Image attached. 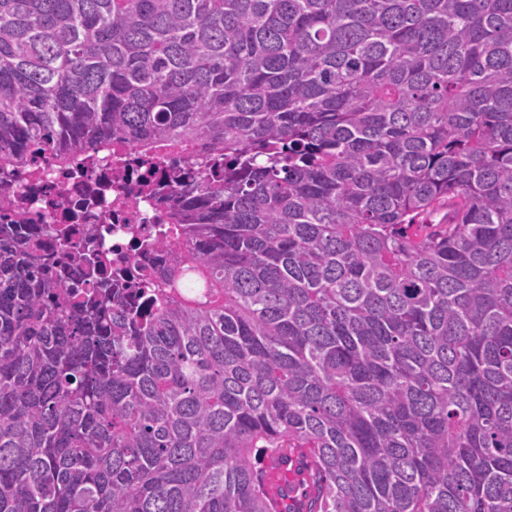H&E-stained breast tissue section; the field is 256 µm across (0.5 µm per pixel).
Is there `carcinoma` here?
Instances as JSON below:
<instances>
[{"label": "carcinoma", "mask_w": 512, "mask_h": 512, "mask_svg": "<svg viewBox=\"0 0 512 512\" xmlns=\"http://www.w3.org/2000/svg\"><path fill=\"white\" fill-rule=\"evenodd\" d=\"M126 144L224 164L0 222V512H512V0H0V185ZM62 248L58 241L47 239L41 251L42 266L60 272L63 282L69 284L81 278V272L71 266H62Z\"/></svg>", "instance_id": "carcinoma-1"}]
</instances>
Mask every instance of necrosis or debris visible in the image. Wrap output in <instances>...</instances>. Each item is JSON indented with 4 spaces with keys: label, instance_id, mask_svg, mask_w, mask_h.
Instances as JSON below:
<instances>
[{
    "label": "necrosis or debris",
    "instance_id": "4bbe7bcc",
    "mask_svg": "<svg viewBox=\"0 0 512 512\" xmlns=\"http://www.w3.org/2000/svg\"><path fill=\"white\" fill-rule=\"evenodd\" d=\"M165 171L191 177L197 167L178 153L148 156L133 146L118 156L92 154L69 169L44 158L26 160L0 195V217L24 213L25 231L33 236L46 224L91 231L113 266L129 269L137 256L133 233L147 235L156 249L164 247V217L154 206V191Z\"/></svg>",
    "mask_w": 512,
    "mask_h": 512
}]
</instances>
